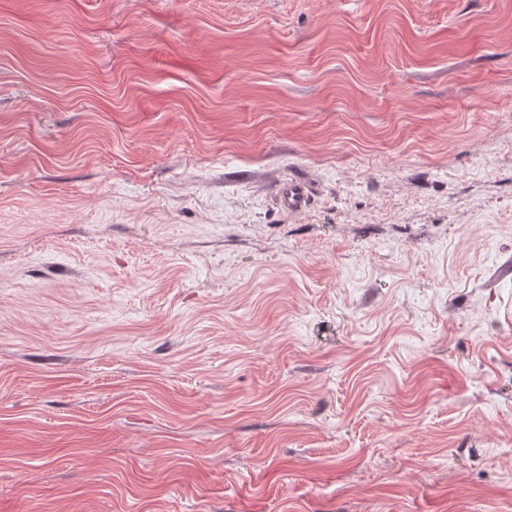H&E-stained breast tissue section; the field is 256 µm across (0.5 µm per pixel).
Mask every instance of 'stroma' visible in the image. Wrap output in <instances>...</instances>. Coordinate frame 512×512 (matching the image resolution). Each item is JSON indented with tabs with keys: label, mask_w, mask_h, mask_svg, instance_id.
I'll return each mask as SVG.
<instances>
[{
	"label": "stroma",
	"mask_w": 512,
	"mask_h": 512,
	"mask_svg": "<svg viewBox=\"0 0 512 512\" xmlns=\"http://www.w3.org/2000/svg\"><path fill=\"white\" fill-rule=\"evenodd\" d=\"M0 512H512V0H0ZM280 205L291 213H299L305 210L309 202V189L306 183L301 181L288 182L278 188Z\"/></svg>",
	"instance_id": "stroma-1"
}]
</instances>
